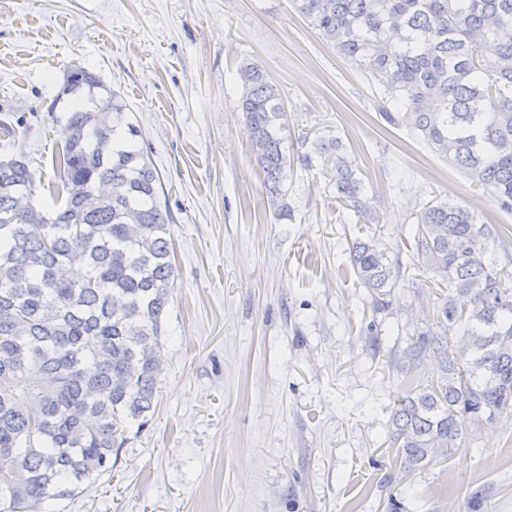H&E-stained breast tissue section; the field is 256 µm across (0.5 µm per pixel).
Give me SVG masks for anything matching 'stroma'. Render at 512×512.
<instances>
[{
  "instance_id": "stroma-1",
  "label": "stroma",
  "mask_w": 512,
  "mask_h": 512,
  "mask_svg": "<svg viewBox=\"0 0 512 512\" xmlns=\"http://www.w3.org/2000/svg\"><path fill=\"white\" fill-rule=\"evenodd\" d=\"M259 64L288 121L292 217L261 185L239 109L242 62ZM98 74L158 173L178 278L164 317L163 370L147 429L129 431L111 473L46 512H512V416L465 427L447 460L395 468L388 423L399 355L432 323V273L409 229L429 202L504 228L489 257L512 272V212L379 113L381 90L291 0H0V157L55 178L67 72ZM340 138L379 221L336 201L304 139ZM372 237L404 278L377 311L349 263Z\"/></svg>"
}]
</instances>
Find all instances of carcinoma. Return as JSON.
<instances>
[{"label":"carcinoma","mask_w":512,"mask_h":512,"mask_svg":"<svg viewBox=\"0 0 512 512\" xmlns=\"http://www.w3.org/2000/svg\"><path fill=\"white\" fill-rule=\"evenodd\" d=\"M294 8L382 90L380 111L512 211V0H291ZM239 108L278 218H290L282 98L260 66L238 70ZM102 93H97V90ZM43 201L21 158L0 160V512H43L78 484L112 470L129 427L148 426L162 371L163 317L177 279L171 216L159 178L124 119L120 96L80 65ZM340 207L371 224L362 180L339 138L312 142ZM412 257L441 291L433 328L400 360L410 387L389 425L407 474L448 458L461 421L512 413V274L488 258L498 232L468 210L429 203L411 229ZM349 261L376 310L389 306L402 267L374 239ZM81 265L72 279L66 267ZM459 331L465 355L448 346ZM432 356L437 370L414 375Z\"/></svg>","instance_id":"obj_1"}]
</instances>
